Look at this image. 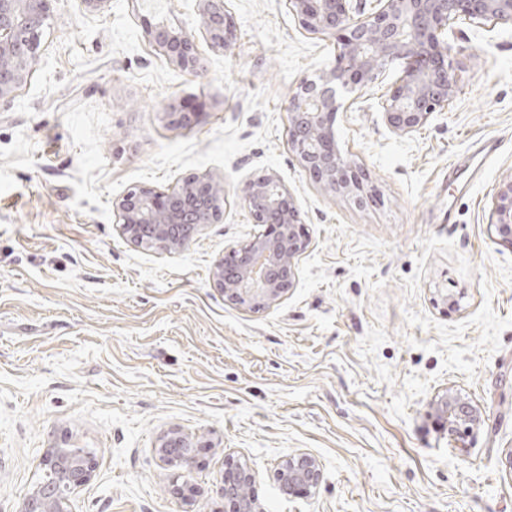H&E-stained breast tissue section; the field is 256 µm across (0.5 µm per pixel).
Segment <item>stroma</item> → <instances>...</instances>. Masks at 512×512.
Returning <instances> with one entry per match:
<instances>
[{
  "label": "stroma",
  "mask_w": 512,
  "mask_h": 512,
  "mask_svg": "<svg viewBox=\"0 0 512 512\" xmlns=\"http://www.w3.org/2000/svg\"><path fill=\"white\" fill-rule=\"evenodd\" d=\"M197 5L54 0L32 76L0 101V512L63 439L98 461L72 512H228V453L266 512H512V247L489 224L512 181V29L456 24L460 91L412 135L383 115L396 64L337 112L376 187L360 207L286 140L288 99L335 40L286 0H227L234 40L200 42L194 76L145 27L197 28ZM194 174L223 180V220L171 253L122 234L113 201ZM261 174L297 200L307 246L288 295L252 311L213 271L260 230L237 188ZM447 392L481 410L473 432L449 437ZM171 427L212 442L190 507L156 452ZM300 451L323 480L282 494L274 471Z\"/></svg>",
  "instance_id": "stroma-1"
}]
</instances>
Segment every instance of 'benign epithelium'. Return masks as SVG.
<instances>
[{
    "label": "benign epithelium",
    "mask_w": 512,
    "mask_h": 512,
    "mask_svg": "<svg viewBox=\"0 0 512 512\" xmlns=\"http://www.w3.org/2000/svg\"><path fill=\"white\" fill-rule=\"evenodd\" d=\"M53 0H0V99L9 98L28 79L38 59L42 30ZM288 0L302 27L336 40L335 61L314 79L297 83L288 100V147L324 191L363 204L375 188L361 168L336 144V113L345 93L373 83L393 63L401 75L390 88L383 114L388 128L408 136L449 105L460 91L452 53L454 23L464 18L490 29L512 27V0ZM200 28L211 47L226 49L234 21L225 0H198ZM150 41L169 61L199 75L204 64L195 33L165 24L147 29ZM241 200L253 223L264 230L221 257L214 284L227 301L245 309L279 302L294 284V259L305 247L302 217L294 196L275 175L246 181ZM223 185L215 178L191 176L170 192L150 187L132 190L113 202L117 223L140 246L162 252L182 249L205 224L222 219ZM490 225L512 245V181L499 189ZM433 407L448 424V435L468 434L481 423L479 410L446 393ZM203 442L178 428L164 432L157 446L170 468L192 467ZM42 465L50 479L36 484L22 512H69L70 494L85 485L96 469L90 454L73 455L65 445L44 451ZM255 471L247 461L227 458L222 494L231 512H265L253 495ZM283 493L315 490L322 479L320 462L299 452L283 458L275 471Z\"/></svg>",
    "instance_id": "1"
}]
</instances>
